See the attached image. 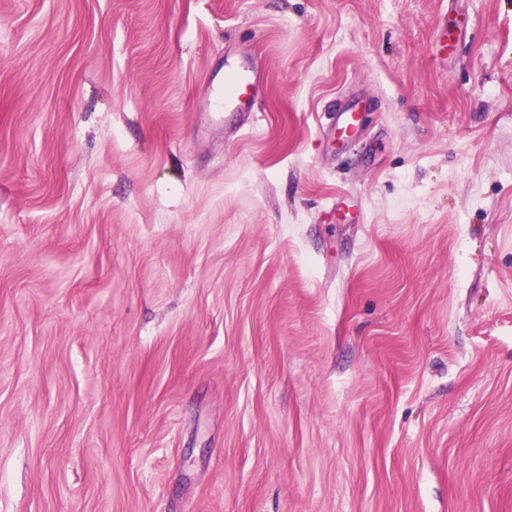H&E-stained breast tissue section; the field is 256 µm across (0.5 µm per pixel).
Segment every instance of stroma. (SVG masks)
Segmentation results:
<instances>
[{
	"label": "stroma",
	"mask_w": 512,
	"mask_h": 512,
	"mask_svg": "<svg viewBox=\"0 0 512 512\" xmlns=\"http://www.w3.org/2000/svg\"><path fill=\"white\" fill-rule=\"evenodd\" d=\"M0 512H512V0H0ZM224 72L230 79L227 91L219 95L224 112L245 110L254 100L260 85L257 71L247 59L229 56L224 61Z\"/></svg>",
	"instance_id": "obj_1"
}]
</instances>
